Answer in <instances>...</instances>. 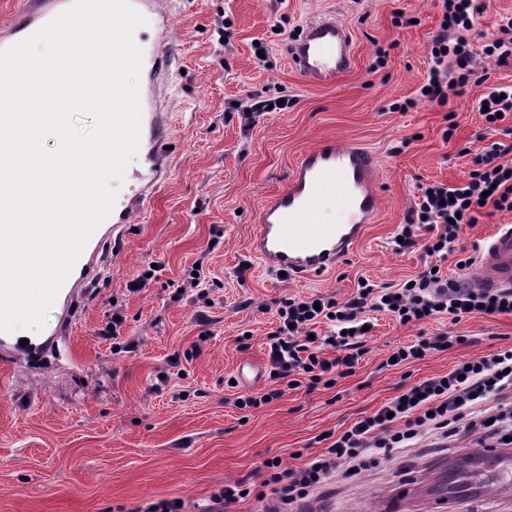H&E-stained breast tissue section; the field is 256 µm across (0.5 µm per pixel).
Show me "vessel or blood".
<instances>
[{
    "label": "vessel or blood",
    "instance_id": "b4317fda",
    "mask_svg": "<svg viewBox=\"0 0 512 512\" xmlns=\"http://www.w3.org/2000/svg\"><path fill=\"white\" fill-rule=\"evenodd\" d=\"M168 0H130L146 20L134 40L143 52L140 85L141 136L136 157L126 167L124 179L136 187L129 199L114 205L107 218L113 234H123L168 170L161 151L168 128L159 91L170 75L173 54L170 46ZM74 0H25L18 17L0 26V50L8 49L35 34L69 10ZM289 57L307 85L334 83L355 66L350 31L329 14L307 23L289 48ZM375 155L356 143L330 138L306 151L292 169L285 190L265 200L250 250L263 268L289 278L324 273L336 265L363 237L379 208L375 179ZM102 229H95L63 282L61 290L73 295L87 286L103 263ZM463 287L482 291L512 289V224H501L479 250L474 272Z\"/></svg>",
    "mask_w": 512,
    "mask_h": 512
}]
</instances>
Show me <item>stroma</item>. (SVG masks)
<instances>
[{
	"mask_svg": "<svg viewBox=\"0 0 512 512\" xmlns=\"http://www.w3.org/2000/svg\"><path fill=\"white\" fill-rule=\"evenodd\" d=\"M468 38L477 79L447 105L420 100L440 0H172L174 78L167 91L170 172L137 221L103 246L109 261L78 304L59 299L46 328L0 340V512H134L160 500L209 512L225 484L260 487L266 460L305 465L338 434L405 386L461 361L512 347V315L474 313L458 324H401L373 312L366 352L333 385L302 380L257 408L238 399L280 388L270 377L269 335L288 298L344 302L359 281L392 288L428 264L422 247L394 242L422 187H451L476 170L484 147L512 144V113L487 123L478 111L512 63L482 49L512 0H474ZM332 13L351 32L356 64L330 86L305 83L288 47L306 22ZM285 98L287 109L245 118L250 98ZM415 107L398 111L405 99ZM335 138L375 153L377 218L335 269L299 280L262 269L249 241L265 198L283 189L308 149ZM512 210L485 208L441 267L477 257ZM148 288L131 285L152 263ZM201 273L202 287L186 282ZM449 330L460 344L402 366L391 352ZM476 433L427 435L415 447L373 449L378 464L335 474L308 512H419L409 489L432 467L456 466L451 507L430 512H512V501L471 488Z\"/></svg>",
	"mask_w": 512,
	"mask_h": 512,
	"instance_id": "stroma-1",
	"label": "stroma"
}]
</instances>
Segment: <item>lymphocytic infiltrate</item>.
<instances>
[{
  "label": "lymphocytic infiltrate",
  "instance_id": "f902f5d3",
  "mask_svg": "<svg viewBox=\"0 0 512 512\" xmlns=\"http://www.w3.org/2000/svg\"><path fill=\"white\" fill-rule=\"evenodd\" d=\"M441 31L431 43L429 78L421 95L440 105L448 101L449 87H464L474 76L473 50L467 34L474 27L473 0H441ZM506 150L494 143L482 153L480 169L459 185H430L422 189L400 230L399 248L415 247L420 232H429L428 255L447 257L464 228L478 221L486 207L512 210V165L501 163ZM390 314L401 324L446 319L459 323L466 315L512 314V290L494 293L455 287L442 272L425 269L399 288L375 289L359 283L357 292L343 303L332 299L291 298L278 310L279 324L271 334L270 367L288 388L308 375L321 382L324 375H352L364 353L367 314ZM328 330L320 342L311 334L318 324ZM335 350L332 359L322 357V348ZM512 391V348L470 358L445 376L433 377L407 387L371 415L356 421L305 466L284 470L279 459L265 461L268 471L264 488L255 492L243 483L226 484L219 503L256 496L266 512H286L288 505L306 499L333 472H362L374 467V448L391 450L412 447L414 441L434 433L447 438L471 409L488 397Z\"/></svg>",
  "mask_w": 512,
  "mask_h": 512
}]
</instances>
